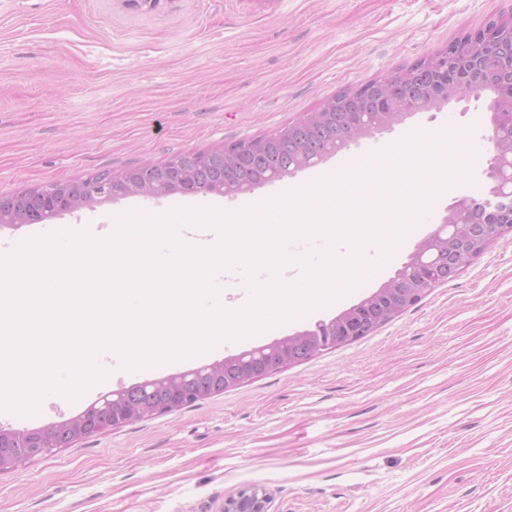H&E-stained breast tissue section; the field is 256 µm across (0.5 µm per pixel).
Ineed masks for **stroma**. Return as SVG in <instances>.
I'll use <instances>...</instances> for the list:
<instances>
[{"label": "stroma", "instance_id": "1", "mask_svg": "<svg viewBox=\"0 0 512 512\" xmlns=\"http://www.w3.org/2000/svg\"><path fill=\"white\" fill-rule=\"evenodd\" d=\"M512 13V0H0V195L61 178L268 135L340 91L426 58ZM489 93L419 112L295 176L258 187L275 204L324 180L369 201L396 161H426L415 131L454 127L452 193L424 189L408 234L349 295L261 340L190 362L109 371L80 399L48 396L0 427L66 420L101 394L315 328L388 281L447 207L488 189ZM363 161L361 173L349 172ZM182 223H213L245 196L197 193ZM129 196L58 217L96 237L168 213ZM431 211L432 222L420 214ZM258 484L271 512H512V232L374 334L193 406L135 421L0 474V512H221Z\"/></svg>", "mask_w": 512, "mask_h": 512}]
</instances>
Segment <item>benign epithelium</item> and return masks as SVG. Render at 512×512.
I'll list each match as a JSON object with an SVG mask.
<instances>
[{
	"label": "benign epithelium",
	"instance_id": "benign-epithelium-1",
	"mask_svg": "<svg viewBox=\"0 0 512 512\" xmlns=\"http://www.w3.org/2000/svg\"><path fill=\"white\" fill-rule=\"evenodd\" d=\"M453 62H448L444 47L418 63L426 73V84L413 99L407 100L390 90L396 79L407 74L402 69L367 83L372 112L352 133L332 140L316 157L299 149L298 160L283 175L292 176L315 167L331 156L347 150L361 138L392 129L408 116L429 111L442 103L461 100L448 84V66L460 72L470 93L481 91L480 78L485 59L490 57L512 73V16L487 23L472 35L453 41ZM353 100L344 94L325 100L314 112H306L268 137L302 133L311 124L334 126ZM492 155L487 159L490 182L487 196L464 198L446 210L441 224L452 231H439L440 224L424 237L408 262L375 292L343 310L315 329L276 339L260 347L244 350L215 363L200 365L162 378L144 381L100 396L81 413L35 430L0 428V473L14 470L37 456L68 448L77 441L133 421L172 413L186 402H199L238 387L255 378L306 361L321 351L346 345L373 334L406 308L420 302L433 288L445 283L482 254L489 245L512 231V190L505 189L501 174L512 170V100H492L489 105ZM189 151L179 158L147 161L94 184L86 191L87 179H59L47 186L22 193L0 196V226L40 224L65 213L107 200L141 195L155 197L160 177L170 178V187L185 193L218 194L226 197L244 195L256 185L231 179L197 181L196 156ZM204 158L225 172L235 164V145L204 151ZM271 493L261 485H246L224 499L222 512H270Z\"/></svg>",
	"mask_w": 512,
	"mask_h": 512
}]
</instances>
